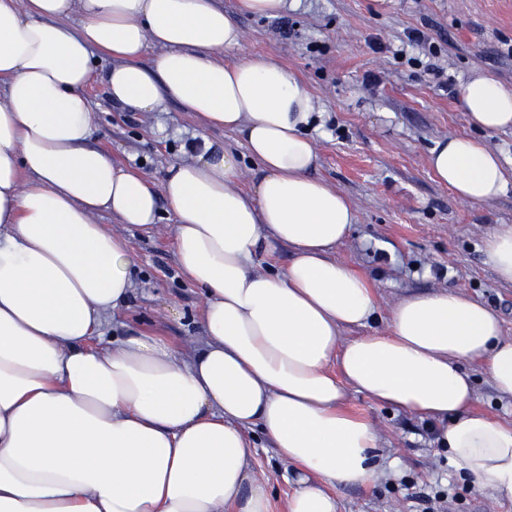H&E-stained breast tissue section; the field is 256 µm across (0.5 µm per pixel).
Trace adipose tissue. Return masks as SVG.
<instances>
[{
	"mask_svg": "<svg viewBox=\"0 0 512 512\" xmlns=\"http://www.w3.org/2000/svg\"><path fill=\"white\" fill-rule=\"evenodd\" d=\"M242 41L217 0H0V512H273L252 426L294 467L284 512H336L333 487L398 475L374 463L377 433L346 407L347 383L431 420L436 453L490 499L512 498V425L472 410L463 369L483 364L512 400L499 317L452 289L416 294L387 332L342 342L379 304L331 255L357 218L311 174L323 113L284 65L225 62ZM98 54L113 61L112 102L175 101L240 133L251 187L205 138L157 186L93 146ZM458 94L470 125L512 128V87L478 74ZM429 165L471 204L512 185L500 154L467 135L436 143ZM163 202L179 268L205 297L203 337L184 350L158 329L106 336L136 259L97 217L149 231ZM279 245L288 265L257 270L258 249Z\"/></svg>",
	"mask_w": 512,
	"mask_h": 512,
	"instance_id": "ef3b65f1",
	"label": "adipose tissue"
}]
</instances>
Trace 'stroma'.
Listing matches in <instances>:
<instances>
[{"label": "stroma", "instance_id": "obj_1", "mask_svg": "<svg viewBox=\"0 0 512 512\" xmlns=\"http://www.w3.org/2000/svg\"><path fill=\"white\" fill-rule=\"evenodd\" d=\"M220 3L244 37L243 48L225 50V60L253 56L282 63L326 114L311 174L342 191L357 215L332 255L361 271L380 304L379 318L344 329L343 341L386 331L401 299L448 288L496 312L511 340L512 283L498 278L485 241L498 225L512 224V187L489 203L461 202L436 179L428 158L440 140L478 134L512 166V131L478 133L456 96L457 86L476 73L512 86V0H298L285 12L295 26L286 39L276 32L280 19L238 13L236 0ZM414 29L427 35V43L396 57ZM88 97L97 145L154 182L201 127L174 101L161 112L122 111L99 80ZM159 215L149 232L127 228L108 212L98 217L127 239L138 258L137 286L113 313L112 334L119 338L152 325L182 345L200 339L205 299L178 267L174 215L165 207ZM464 369L474 384V410L511 425L512 401L500 398L486 368L470 362ZM344 392L347 408L374 426L379 448L400 475L338 488L337 512H512V499L490 500L435 454L428 421L379 404L352 385ZM251 435L254 471L283 512L292 467L259 429Z\"/></svg>", "mask_w": 512, "mask_h": 512}]
</instances>
